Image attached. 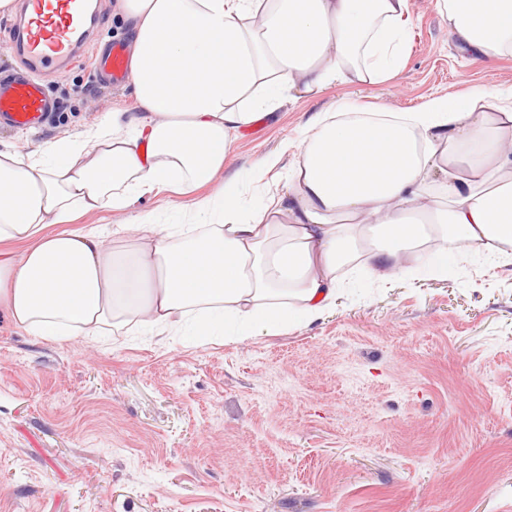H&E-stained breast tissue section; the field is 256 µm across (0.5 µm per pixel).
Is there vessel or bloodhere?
I'll list each match as a JSON object with an SVG mask.
<instances>
[{"label": "vessel or blood", "instance_id": "b4317fda", "mask_svg": "<svg viewBox=\"0 0 512 512\" xmlns=\"http://www.w3.org/2000/svg\"><path fill=\"white\" fill-rule=\"evenodd\" d=\"M96 23L90 0H23L0 44L18 61L13 73L0 77L1 125L22 130L45 125L54 109L46 83L84 54ZM94 64L109 85L117 87L130 78L122 44H111Z\"/></svg>", "mask_w": 512, "mask_h": 512}]
</instances>
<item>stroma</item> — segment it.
Listing matches in <instances>:
<instances>
[{
    "mask_svg": "<svg viewBox=\"0 0 512 512\" xmlns=\"http://www.w3.org/2000/svg\"><path fill=\"white\" fill-rule=\"evenodd\" d=\"M385 83H339L240 133L242 179L336 99L405 112L512 86V55L471 62L434 0H412ZM63 107L0 147H46L133 108L91 58L49 81ZM0 512H512V263L452 277L345 278L336 304L276 336L37 338L0 313Z\"/></svg>",
    "mask_w": 512,
    "mask_h": 512,
    "instance_id": "obj_1",
    "label": "stroma"
}]
</instances>
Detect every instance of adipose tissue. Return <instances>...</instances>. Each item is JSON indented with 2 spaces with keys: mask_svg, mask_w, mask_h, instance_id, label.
<instances>
[{
  "mask_svg": "<svg viewBox=\"0 0 512 512\" xmlns=\"http://www.w3.org/2000/svg\"><path fill=\"white\" fill-rule=\"evenodd\" d=\"M436 8L470 60L512 55V0ZM117 12L134 33L136 111L0 150V311L29 335L220 336L228 323L272 335L321 317L347 265L416 274L512 255V88L400 115L338 99L293 140L289 167L276 154L253 167L254 188L280 194L254 208L236 180L213 184L239 133L284 99L389 80L411 0H117ZM157 189L190 197L182 223L75 225Z\"/></svg>",
  "mask_w": 512,
  "mask_h": 512,
  "instance_id": "1",
  "label": "adipose tissue"
}]
</instances>
